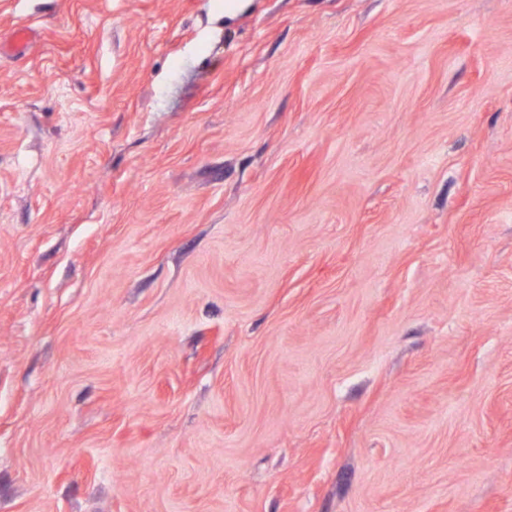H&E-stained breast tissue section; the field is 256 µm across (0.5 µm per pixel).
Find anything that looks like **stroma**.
I'll list each match as a JSON object with an SVG mask.
<instances>
[{
  "mask_svg": "<svg viewBox=\"0 0 512 512\" xmlns=\"http://www.w3.org/2000/svg\"><path fill=\"white\" fill-rule=\"evenodd\" d=\"M0 512H512V0H0Z\"/></svg>",
  "mask_w": 512,
  "mask_h": 512,
  "instance_id": "obj_1",
  "label": "stroma"
}]
</instances>
